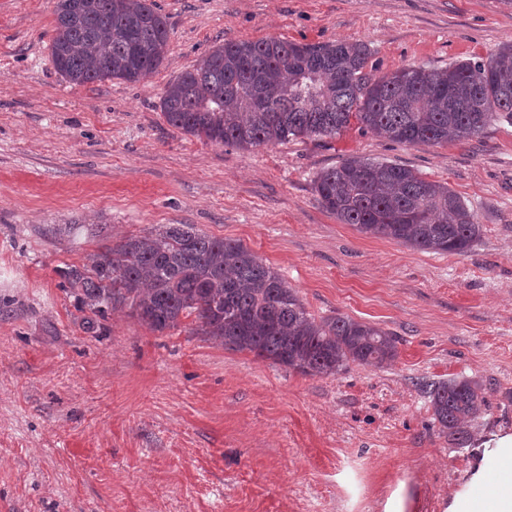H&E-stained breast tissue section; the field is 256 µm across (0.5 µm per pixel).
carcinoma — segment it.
I'll list each match as a JSON object with an SVG mask.
<instances>
[{
    "mask_svg": "<svg viewBox=\"0 0 512 512\" xmlns=\"http://www.w3.org/2000/svg\"><path fill=\"white\" fill-rule=\"evenodd\" d=\"M54 14L52 60L72 84L138 82L165 59L169 31L153 0H57ZM370 57L359 41H227L169 83L160 107L184 133L242 150L332 138L353 119L392 142L432 145L476 138L496 120L512 123V43L485 59L445 69L409 65L379 77L367 72ZM314 189L339 223L418 251L463 254L481 237L474 213L448 184L404 165L350 156L320 171ZM60 273L87 333L127 308L158 333L193 315L225 347L304 375L398 355L391 333L348 316L315 318L249 248L190 224L126 236ZM421 391L442 433L466 447L465 423L486 405L482 385L452 379L423 383Z\"/></svg>",
    "mask_w": 512,
    "mask_h": 512,
    "instance_id": "1",
    "label": "carcinoma"
}]
</instances>
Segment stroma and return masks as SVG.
<instances>
[{
  "mask_svg": "<svg viewBox=\"0 0 512 512\" xmlns=\"http://www.w3.org/2000/svg\"><path fill=\"white\" fill-rule=\"evenodd\" d=\"M56 0H0V512H446L472 446L512 429V124L403 145L336 138L242 151L163 116L165 87L226 41L368 45L376 75L445 68L512 42V0H155L169 51L146 79L74 86L51 56ZM357 155L448 183L482 236L421 252L342 224L322 169ZM162 224L241 241L314 317L389 331L397 358L303 375L112 311L80 327L59 271ZM479 381L471 447L421 383Z\"/></svg>",
  "mask_w": 512,
  "mask_h": 512,
  "instance_id": "1",
  "label": "stroma"
}]
</instances>
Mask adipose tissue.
Wrapping results in <instances>:
<instances>
[{
  "mask_svg": "<svg viewBox=\"0 0 512 512\" xmlns=\"http://www.w3.org/2000/svg\"><path fill=\"white\" fill-rule=\"evenodd\" d=\"M448 512H512V432L493 433L475 449Z\"/></svg>",
  "mask_w": 512,
  "mask_h": 512,
  "instance_id": "adipose-tissue-1",
  "label": "adipose tissue"
}]
</instances>
